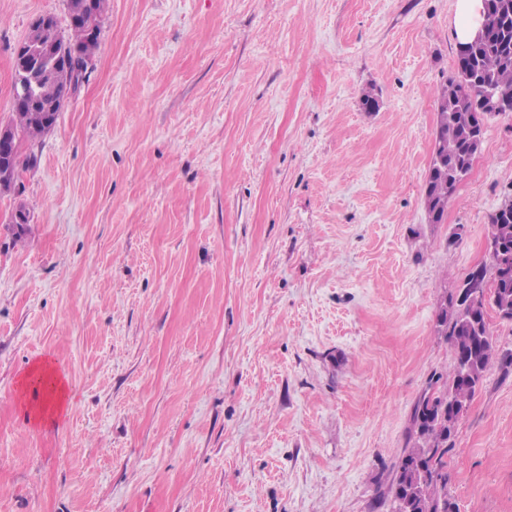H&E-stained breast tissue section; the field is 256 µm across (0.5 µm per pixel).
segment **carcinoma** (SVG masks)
Here are the masks:
<instances>
[{"label": "carcinoma", "mask_w": 512, "mask_h": 512, "mask_svg": "<svg viewBox=\"0 0 512 512\" xmlns=\"http://www.w3.org/2000/svg\"><path fill=\"white\" fill-rule=\"evenodd\" d=\"M106 0H92L70 36L49 33L34 23L26 40L31 43L56 41L62 61L52 67L41 64L33 71L36 104L13 106L15 119L9 125L14 150L9 165L13 181L36 162L35 154L22 153L21 146L49 132L40 110L64 100L68 88L83 79L99 44L97 18ZM485 38L467 45L457 55L455 75L436 94L435 142L423 198L434 224L443 223L458 185L472 169L476 154L473 135H484V118L493 115V99L512 102V0H484ZM488 230L500 249L488 252L489 265L473 270L450 295L438 314L439 326L453 350L451 379L434 381L415 402L412 413V445L399 458L389 494L393 512H458L448 499V452L459 420L467 413L491 365L499 360L512 364V351H501L487 323V308L512 321V208H499L490 216ZM479 284L492 290L489 303L471 297L470 288Z\"/></svg>", "instance_id": "1"}]
</instances>
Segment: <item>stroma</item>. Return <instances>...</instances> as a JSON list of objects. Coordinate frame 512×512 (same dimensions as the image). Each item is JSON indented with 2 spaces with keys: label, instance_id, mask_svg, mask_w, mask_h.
Instances as JSON below:
<instances>
[{
  "label": "stroma",
  "instance_id": "35a3bbf8",
  "mask_svg": "<svg viewBox=\"0 0 512 512\" xmlns=\"http://www.w3.org/2000/svg\"><path fill=\"white\" fill-rule=\"evenodd\" d=\"M454 4L107 0L0 193V512H372L451 369L439 309L512 198L511 113L428 221ZM43 15L68 30L67 0H0L2 125ZM44 359L71 404L39 428L19 382ZM448 497L512 512V366L458 423Z\"/></svg>",
  "mask_w": 512,
  "mask_h": 512
}]
</instances>
